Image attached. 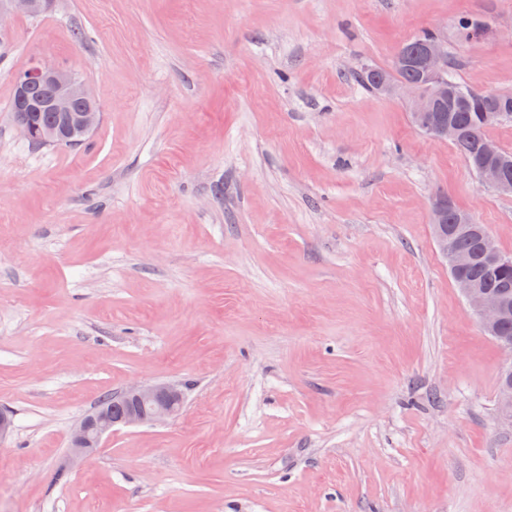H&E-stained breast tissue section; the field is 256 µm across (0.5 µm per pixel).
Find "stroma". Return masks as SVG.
<instances>
[{"label": "stroma", "instance_id": "stroma-1", "mask_svg": "<svg viewBox=\"0 0 512 512\" xmlns=\"http://www.w3.org/2000/svg\"><path fill=\"white\" fill-rule=\"evenodd\" d=\"M426 31L512 92V0H54L0 32V512H512V358L429 207L512 253V195L356 77ZM35 57L94 95L83 145L13 122ZM155 381L181 413L58 481L74 424Z\"/></svg>", "mask_w": 512, "mask_h": 512}]
</instances>
